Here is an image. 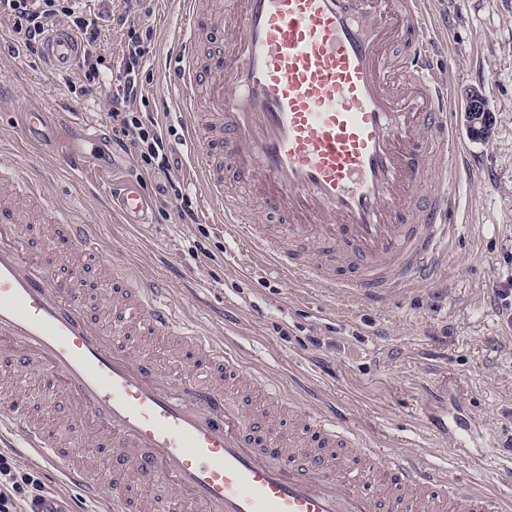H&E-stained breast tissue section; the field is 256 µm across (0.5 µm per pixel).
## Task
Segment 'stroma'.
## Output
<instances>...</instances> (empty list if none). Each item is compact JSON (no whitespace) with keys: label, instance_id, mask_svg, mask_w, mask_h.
<instances>
[{"label":"stroma","instance_id":"1","mask_svg":"<svg viewBox=\"0 0 512 512\" xmlns=\"http://www.w3.org/2000/svg\"><path fill=\"white\" fill-rule=\"evenodd\" d=\"M151 53L142 70L147 111L169 133L177 174L194 208L203 188L188 177L190 146L169 112L160 80L166 46L179 28L171 0H152ZM447 53L440 76L454 96L481 90L493 109L489 138L465 135L477 178L463 190L470 213L458 222L437 284L404 289L370 305L351 291L296 281L259 262L223 225L199 216L183 224L162 194L164 176L141 175L136 158L112 146V81L87 94L79 69L46 71L42 58L16 52L0 23V153L24 180L45 186L49 206L101 227L104 250L140 279H166L169 303L200 333L224 341L302 408H335L344 427L385 455L410 452L449 483H467L512 512V317L498 292L512 284V0H433ZM35 105L66 123L98 126L99 174L75 176L41 159L14 114ZM140 175L154 211L140 227L102 207L124 174Z\"/></svg>","mask_w":512,"mask_h":512}]
</instances>
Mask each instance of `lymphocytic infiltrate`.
<instances>
[{
    "label": "lymphocytic infiltrate",
    "mask_w": 512,
    "mask_h": 512,
    "mask_svg": "<svg viewBox=\"0 0 512 512\" xmlns=\"http://www.w3.org/2000/svg\"><path fill=\"white\" fill-rule=\"evenodd\" d=\"M144 0H123L124 11L115 22L124 36L122 74L118 89L112 96L109 116L112 120V142L120 150L139 159L146 174H165L164 192L177 204L181 223L197 221L183 181L173 173L175 161L170 141L155 117L148 112L134 111L132 105L142 96L140 68L149 53L152 29ZM107 10L88 9L78 0H0V20L11 23L30 54L40 53L50 30L66 23L80 38L84 53L78 67L85 87L102 81L92 51L103 37ZM49 494L42 480L20 469L10 455L0 453V512H30L33 505Z\"/></svg>",
    "instance_id": "obj_1"
}]
</instances>
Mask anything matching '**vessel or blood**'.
I'll list each match as a JSON object with an SVG mask.
<instances>
[{"label": "vessel or blood", "instance_id": "vessel-or-blood-1", "mask_svg": "<svg viewBox=\"0 0 512 512\" xmlns=\"http://www.w3.org/2000/svg\"><path fill=\"white\" fill-rule=\"evenodd\" d=\"M232 2L220 24L199 0H178V65L163 75L208 218L289 277L367 303L436 282L474 169L429 61L430 0ZM80 50L61 27L43 57L64 72ZM21 126L63 167L94 170L96 134L36 107L22 109ZM234 182L283 217V234L254 222ZM1 193L42 201L12 179L0 178ZM108 201L123 223L151 221L136 178L113 184ZM53 223L54 239L43 240L42 225L0 204L1 447L42 459L102 512H490L471 487L360 447L335 413L302 414L287 428L280 392L259 388L222 343L188 331L162 282L126 285L97 225L62 214ZM62 242L77 260L64 263ZM314 246L338 266L313 265ZM94 271L110 286L104 320L92 311ZM147 336L179 342L182 369H162ZM35 370L64 396L65 429L27 411L22 381ZM134 482L168 493L146 505Z\"/></svg>", "mask_w": 512, "mask_h": 512}]
</instances>
